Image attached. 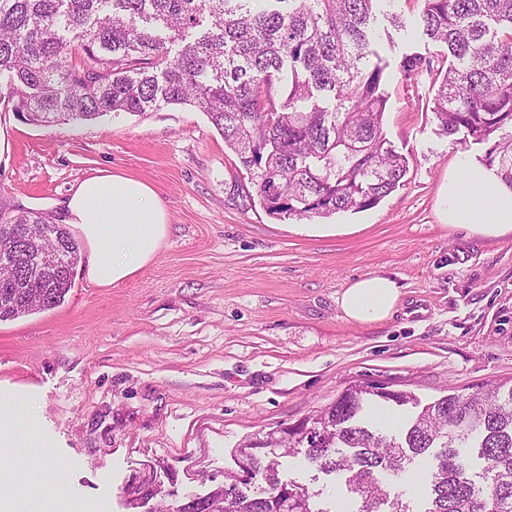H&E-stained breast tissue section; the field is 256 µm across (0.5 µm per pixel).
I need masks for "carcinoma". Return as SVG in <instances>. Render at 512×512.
<instances>
[{
	"instance_id": "cac0c4a2",
	"label": "carcinoma",
	"mask_w": 512,
	"mask_h": 512,
	"mask_svg": "<svg viewBox=\"0 0 512 512\" xmlns=\"http://www.w3.org/2000/svg\"><path fill=\"white\" fill-rule=\"evenodd\" d=\"M0 0V77L27 122H84L191 105L206 112L250 176L269 215L329 217L374 207L400 186L406 160L383 133V67L369 65L376 0ZM423 33L452 63L429 71L441 131L494 141L487 165L512 178V0H423ZM410 57L407 80L423 72ZM39 212H0V321L55 307L72 286L80 243ZM409 402L377 385L271 432L345 476L358 512H415L382 475L430 459L423 512H512V379L425 405L397 440L357 420L365 396ZM483 463L476 475L460 453ZM224 486L171 512H329L317 494L279 477L248 443Z\"/></svg>"
}]
</instances>
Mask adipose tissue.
I'll return each instance as SVG.
<instances>
[{"instance_id": "ef3b65f1", "label": "adipose tissue", "mask_w": 512, "mask_h": 512, "mask_svg": "<svg viewBox=\"0 0 512 512\" xmlns=\"http://www.w3.org/2000/svg\"><path fill=\"white\" fill-rule=\"evenodd\" d=\"M68 222L78 228L94 257L87 276L99 287L122 282L152 262L167 233L155 189L121 174L82 181L67 202ZM443 223L497 238L512 234V182L498 168L468 160L449 170L439 189ZM396 282L368 273L347 284L338 298L344 316L359 325L383 321L394 310Z\"/></svg>"}]
</instances>
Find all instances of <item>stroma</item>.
Here are the masks:
<instances>
[{
  "mask_svg": "<svg viewBox=\"0 0 512 512\" xmlns=\"http://www.w3.org/2000/svg\"><path fill=\"white\" fill-rule=\"evenodd\" d=\"M421 10V0L374 6L383 130L408 169L365 211L269 216L192 106L65 125L23 122L0 101V211L61 224L81 181L120 172L149 183L168 220L156 258L133 278L94 285L85 247L61 303L0 322V431L37 444L0 457V485L23 507L27 487L43 485L56 512H156L223 486L240 445L352 385L407 393L411 417L417 403L512 377V234L489 239L437 216L449 170L484 160L488 146L441 135L430 79L410 84L400 72L413 56L448 65L447 48L421 31ZM369 272L393 278L400 297L386 320L358 325L337 298ZM266 454L326 512H358L360 499L303 454Z\"/></svg>",
  "mask_w": 512,
  "mask_h": 512,
  "instance_id": "obj_1",
  "label": "stroma"
}]
</instances>
